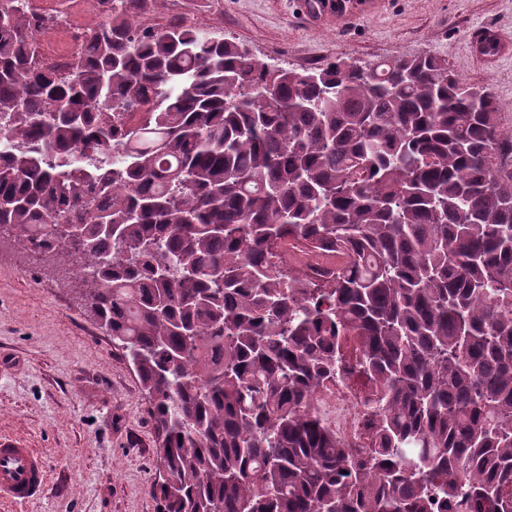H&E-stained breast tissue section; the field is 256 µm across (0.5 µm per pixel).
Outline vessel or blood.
<instances>
[{
  "label": "vessel or blood",
  "mask_w": 512,
  "mask_h": 512,
  "mask_svg": "<svg viewBox=\"0 0 512 512\" xmlns=\"http://www.w3.org/2000/svg\"><path fill=\"white\" fill-rule=\"evenodd\" d=\"M376 0H305L304 10L315 23L344 24L357 11H370ZM47 463L32 448H22L0 438V499L18 505L35 500L47 482Z\"/></svg>",
  "instance_id": "b4317fda"
}]
</instances>
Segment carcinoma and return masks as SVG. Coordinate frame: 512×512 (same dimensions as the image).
Masks as SVG:
<instances>
[{"mask_svg": "<svg viewBox=\"0 0 512 512\" xmlns=\"http://www.w3.org/2000/svg\"><path fill=\"white\" fill-rule=\"evenodd\" d=\"M67 70L0 0V233L148 399L159 512H512V130L426 56L297 72L124 0ZM294 238L346 262L269 261ZM368 452L313 408L346 356Z\"/></svg>", "mask_w": 512, "mask_h": 512, "instance_id": "obj_1", "label": "carcinoma"}]
</instances>
